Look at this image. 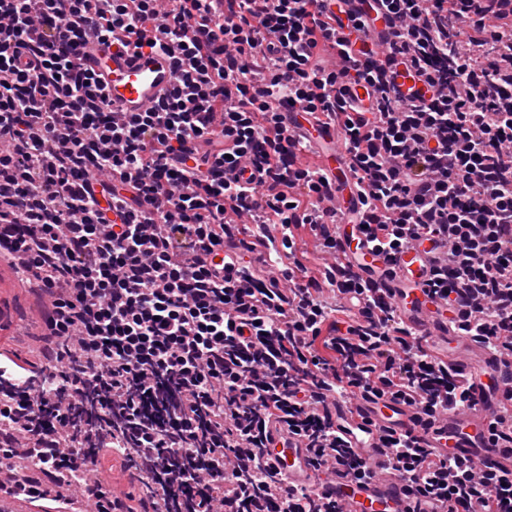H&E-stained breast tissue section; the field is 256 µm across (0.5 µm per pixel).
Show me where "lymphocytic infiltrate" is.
I'll return each mask as SVG.
<instances>
[{"label": "lymphocytic infiltrate", "instance_id": "lymphocytic-infiltrate-1", "mask_svg": "<svg viewBox=\"0 0 512 512\" xmlns=\"http://www.w3.org/2000/svg\"><path fill=\"white\" fill-rule=\"evenodd\" d=\"M380 10L399 29L383 64ZM91 25L177 50L169 94L112 112L80 64ZM288 109L340 119L366 244L445 247L426 286L449 330L512 356V0H0V263L43 302L39 363L0 348L1 498L112 512L91 474L113 455L153 512H344L289 485L275 432L319 478L360 481L337 399L467 409L457 370L337 253L344 215ZM378 440L416 505L512 512L511 471L412 430Z\"/></svg>", "mask_w": 512, "mask_h": 512}]
</instances>
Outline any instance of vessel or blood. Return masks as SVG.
I'll use <instances>...</instances> for the list:
<instances>
[{"label": "vessel or blood", "instance_id": "vessel-or-blood-1", "mask_svg": "<svg viewBox=\"0 0 512 512\" xmlns=\"http://www.w3.org/2000/svg\"><path fill=\"white\" fill-rule=\"evenodd\" d=\"M175 57L172 51L154 53L146 48L121 47L92 27L86 32L80 54L83 68L96 73L110 107L118 113L141 112L163 98L174 82ZM287 119L299 123L316 176L329 179L340 202L348 203L354 179L347 165L339 125L326 123L321 115L304 112L288 113ZM352 229V224L343 223L336 237L340 255L357 271L380 266V259L372 253L352 247L349 241ZM423 264L419 252H401L395 257L391 274L373 276L372 282L396 306L406 328L430 335L440 349L446 350L449 362L461 369L469 389L467 416L448 412L424 437L441 453L461 459L477 457L496 469L511 471L512 455L472 443L471 438L485 432L489 412L496 405L489 394V381H496L503 391L512 388V357L494 354L469 336L449 335L445 307L425 290L428 275ZM416 414L415 407L389 400L375 405L362 400L336 405L337 422L371 420V435L365 446L376 464L386 460L385 454L376 450L381 429L410 428ZM272 456L291 482L300 486L317 485L320 492L344 501L345 512H408L409 500L402 483L394 476L383 474L360 483L339 477L330 483H317L303 442L293 436L275 439ZM112 500L115 512H141L140 502L131 491L130 476L117 458L112 461Z\"/></svg>", "mask_w": 512, "mask_h": 512}]
</instances>
